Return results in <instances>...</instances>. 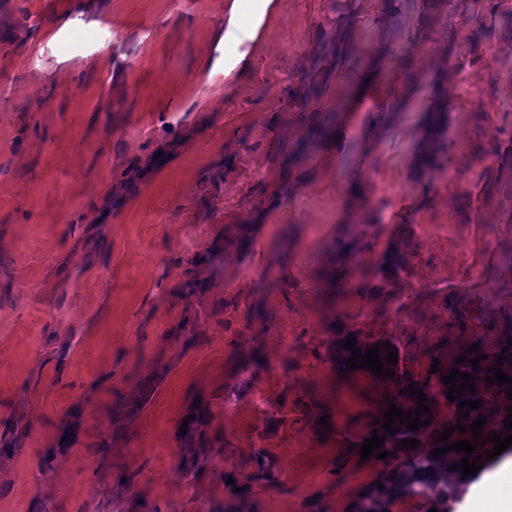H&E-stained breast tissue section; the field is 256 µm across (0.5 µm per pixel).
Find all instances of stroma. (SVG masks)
<instances>
[{
	"label": "stroma",
	"mask_w": 512,
	"mask_h": 512,
	"mask_svg": "<svg viewBox=\"0 0 512 512\" xmlns=\"http://www.w3.org/2000/svg\"><path fill=\"white\" fill-rule=\"evenodd\" d=\"M233 3L0 0V512H219L261 459L250 512H343L383 395L328 336L419 368L512 323V0ZM199 397L226 449L187 485ZM405 256L397 250H390L384 254L379 262V273L384 285H389L402 271ZM192 414H195L194 419H188V416ZM209 414L210 402L204 399H200V403H195L194 401L191 407L185 413L180 421V427L181 425L187 424L186 434L180 436L185 440L187 445L192 446L196 437H202V427L206 423ZM185 419H188V423H184ZM233 476L234 484H227L233 494L237 497L240 504H245L248 501L252 486L255 482L270 481L273 477L272 469L270 466L260 463L257 469L251 473L239 475L235 473H228L225 476V481ZM235 487L243 488V491H235Z\"/></svg>",
	"instance_id": "35a3bbf8"
}]
</instances>
